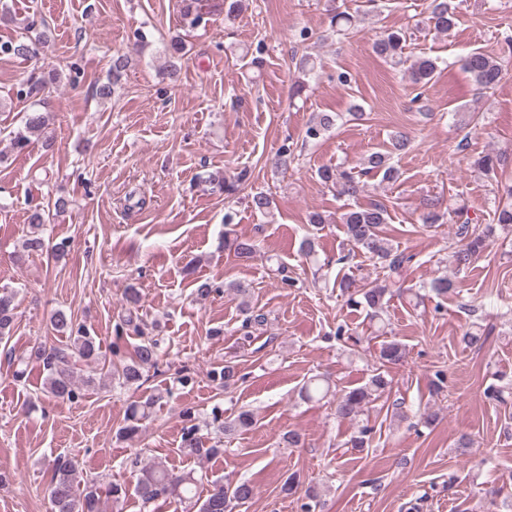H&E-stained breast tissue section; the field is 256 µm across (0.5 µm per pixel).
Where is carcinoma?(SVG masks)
Instances as JSON below:
<instances>
[{"mask_svg":"<svg viewBox=\"0 0 512 512\" xmlns=\"http://www.w3.org/2000/svg\"><path fill=\"white\" fill-rule=\"evenodd\" d=\"M430 22L433 28L448 34L456 25L455 7L449 0H433ZM406 34L402 30H388L376 40L374 48L376 53L397 66L402 62V54ZM40 41L22 37L15 40L0 43V54L27 59L38 53ZM184 46L178 41H173L166 49L168 56V74L177 76L180 71L179 62L183 56ZM128 64L125 55L112 58L109 68L108 81L96 87V96L101 100L112 97L115 86ZM464 69L470 74L473 82L480 88H489L495 85L501 75V64L497 58L482 52H473L467 56ZM438 70V62L430 57H420L413 62L409 69L411 79L416 85H427ZM46 77L30 76L23 81V88L19 95H34L45 88ZM336 117L323 113L318 120L308 126L305 139L316 140L320 135L331 128ZM47 126V117L43 112H29L26 115L24 127L14 136V147L22 151L31 138L44 136ZM410 145V137L407 133L398 131L394 133L389 145L383 150H374L362 160V169L353 172L342 167H323L318 170V177L325 184L336 187V192L341 196L355 198L364 192L365 184L362 177L369 174L379 175L384 181L396 179L397 169L392 160L404 153ZM507 202L497 207L495 211L496 223L505 227L512 225V186L503 191ZM252 211L270 216L273 209V198L265 192H257L250 197ZM389 212L382 202H374L366 207L358 206L350 208L340 216L343 224L348 252L360 251L369 258L377 260L383 269V281L381 283H367L354 275L345 274L336 282L340 297L344 299L346 306L363 308L373 319H379L383 315L387 303L386 296L390 294V286L394 278L399 276L405 263L410 257L403 252L394 250L391 240L381 230L382 225L388 223ZM50 221V212L43 208L35 207L30 216L31 227L34 231L28 235L22 244L25 251L39 253L45 249L44 238L36 232L41 225ZM457 234L462 239L461 248L455 251V263L459 268L469 266L472 260L483 253L487 247V238L494 234V227L488 224L483 229L470 227L469 223L460 224ZM224 249L232 252L234 257L241 262L250 261L257 252V244L250 238L224 237ZM240 298L242 311L249 313L245 327L251 324L264 323L265 316L254 313L251 305V290L248 285L241 282L229 284ZM14 322L13 296L8 292L0 293V339L9 335ZM50 326L53 331L68 335L71 344L62 346H47L42 343L34 345L29 353L20 358V362L37 361L42 363L46 372V391L55 398H70L73 395V374L75 366L79 363L86 365L102 361L100 347L96 345L93 337L87 335L83 328L74 327L72 317L62 310L54 312L50 318ZM159 348L157 342L147 339L134 349L130 360L120 366L107 365L106 373L110 376H118L125 386L137 384L143 378V370L157 364ZM405 357V349L397 340H391L382 344L379 351L378 363L374 373L368 381L358 387L332 391L330 379L325 375L310 377L301 388V397L306 401H321L329 396L333 397L332 404L336 418L340 420L355 421L363 414L368 406L389 393L392 381L387 378L385 367L389 364H397ZM214 379L229 388L239 379V372L229 362L212 372ZM155 403L150 399L143 405H132L126 418V425L122 428V435L133 437L139 430L140 421L148 417V408ZM254 417L248 411L240 412L235 418L224 421V432L232 433L239 430H247L253 426ZM373 428L365 424L358 427L357 431L346 442L347 447L362 451L368 447ZM184 449L192 455L217 454L219 448L203 447L202 437L197 435L196 429L190 428L184 436ZM198 479L194 472H175L162 463H155L141 469L136 478L135 493L145 507L163 499H173L176 503L189 502L198 512H237V509L248 502L253 495V485L249 481H224L217 479L212 482V489L205 498L197 496ZM48 497L51 512H98L100 500L99 488L95 482L82 480L76 465L69 458L59 457L53 463V477L49 485Z\"/></svg>","mask_w":512,"mask_h":512,"instance_id":"obj_1","label":"carcinoma"}]
</instances>
